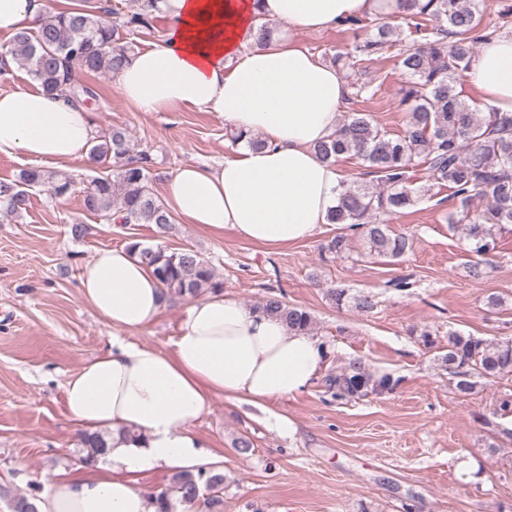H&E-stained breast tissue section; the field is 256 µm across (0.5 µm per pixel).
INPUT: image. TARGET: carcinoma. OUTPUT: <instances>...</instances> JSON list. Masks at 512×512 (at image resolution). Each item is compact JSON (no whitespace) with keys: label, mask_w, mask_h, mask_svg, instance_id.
Masks as SVG:
<instances>
[{"label":"carcinoma","mask_w":512,"mask_h":512,"mask_svg":"<svg viewBox=\"0 0 512 512\" xmlns=\"http://www.w3.org/2000/svg\"><path fill=\"white\" fill-rule=\"evenodd\" d=\"M99 0H80L72 8L48 15L37 30L14 36L11 61L26 70L48 92L61 91L84 105L97 97L86 85H76L74 74H116L132 51L119 44V28L129 32L147 28L159 12L158 0H132L135 8L124 15L121 25L106 18L110 11ZM406 10L394 13L405 26L394 25L389 16L376 14L347 23L362 32L353 48L332 56V64L349 80L350 99L367 100L375 91L359 82L362 64L398 49V64L408 76L402 99L406 106L401 133H389L374 123L371 115L355 110L338 123L336 134L315 146L324 160L354 156L364 162L375 184L343 183L337 203L328 215L337 233L322 251L337 258L353 250V239L362 234L368 255L391 261L404 257L412 242L389 229L388 218L414 207L421 190L412 187L410 169L417 159L426 164L428 177L451 189L449 226L460 229L476 261L469 276L480 279L493 267L499 254V239L512 234V114L488 107L477 109L457 90V77L469 70L477 43L492 36L481 28L479 0H398ZM499 25L512 28V0H496ZM90 155L94 163L113 166V173L100 176L83 197L84 209L107 224H154L167 230L172 216L151 187L153 158L132 141L129 132L114 126L95 138ZM51 187L50 195L61 198L71 181L40 169H26L13 180H0V217L14 219L27 210L29 190ZM483 203L481 209L475 203ZM128 247L153 273L171 298L201 296L224 289V282L198 252H177L147 246L131 237ZM336 304L369 313L377 305L376 295L353 296L338 288L327 289ZM253 309L283 320L288 330L312 334L314 318L306 309L288 304L285 297L269 292ZM455 389L471 392L480 382L512 375V337L487 340L448 332V345L438 356ZM397 381L391 374L371 370L360 358L350 359L340 370L323 379L325 393L336 402L348 403L371 394L392 393ZM87 454L84 464L102 455L106 448L99 435L80 439ZM224 477L217 469L173 475L169 487L149 496L156 512H176L177 506H201L204 512H219ZM13 494L0 487V499L9 512H37L35 491Z\"/></svg>","instance_id":"carcinoma-1"}]
</instances>
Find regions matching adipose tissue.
Returning a JSON list of instances; mask_svg holds the SVG:
<instances>
[{
  "label": "adipose tissue",
  "mask_w": 512,
  "mask_h": 512,
  "mask_svg": "<svg viewBox=\"0 0 512 512\" xmlns=\"http://www.w3.org/2000/svg\"><path fill=\"white\" fill-rule=\"evenodd\" d=\"M164 32L128 54L116 82L142 112L197 107L226 126L260 136L240 141L223 161L180 168L166 204L186 223L231 229L268 248L312 237L337 202L344 175L315 145L336 130L348 88L336 67L297 33L336 27L387 11L386 0H159ZM48 0H0V35L36 30ZM278 33L254 46L261 23ZM480 97L512 113V34L482 44L467 73ZM94 123L62 93L41 87L0 91V155L52 166L89 161ZM84 300L112 328V348L65 383L67 407L106 452L91 466L48 480L37 512H155L135 474L206 465V443L190 428L224 396L261 406L306 391L327 351L318 338L291 333L280 319L216 292L191 300L171 352L134 343L165 304L151 268L127 247L103 249L81 266ZM135 430L137 440L125 437Z\"/></svg>",
  "instance_id": "obj_1"
}]
</instances>
